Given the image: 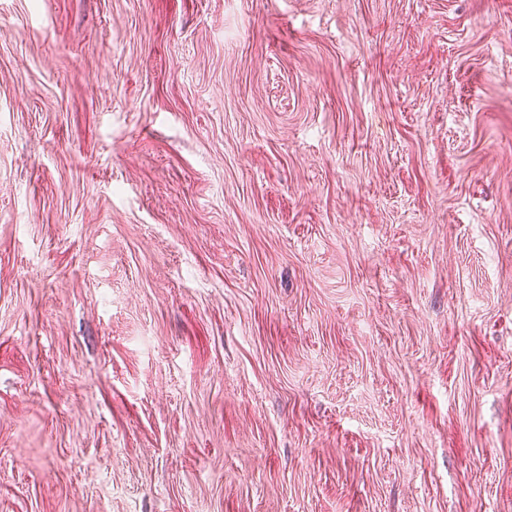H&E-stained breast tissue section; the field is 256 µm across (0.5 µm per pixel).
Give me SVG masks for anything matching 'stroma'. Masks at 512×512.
<instances>
[{
	"mask_svg": "<svg viewBox=\"0 0 512 512\" xmlns=\"http://www.w3.org/2000/svg\"><path fill=\"white\" fill-rule=\"evenodd\" d=\"M0 512H512V0H0Z\"/></svg>",
	"mask_w": 512,
	"mask_h": 512,
	"instance_id": "1",
	"label": "stroma"
}]
</instances>
